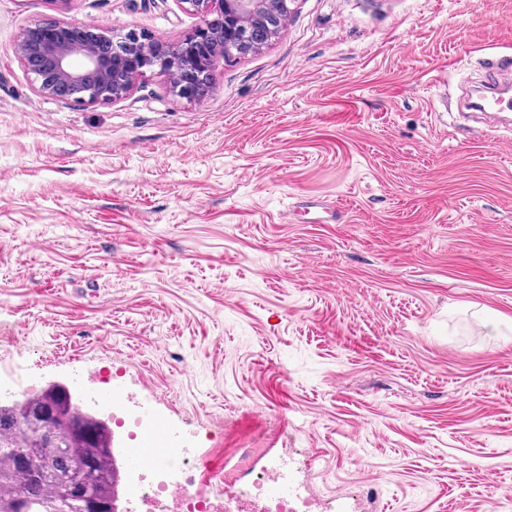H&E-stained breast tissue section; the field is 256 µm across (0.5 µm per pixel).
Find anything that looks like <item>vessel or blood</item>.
I'll return each mask as SVG.
<instances>
[{
	"label": "vessel or blood",
	"mask_w": 512,
	"mask_h": 512,
	"mask_svg": "<svg viewBox=\"0 0 512 512\" xmlns=\"http://www.w3.org/2000/svg\"><path fill=\"white\" fill-rule=\"evenodd\" d=\"M485 62L489 73L480 94L475 97L465 96L461 109L465 112H480L487 120V132L493 133L498 129L502 115L512 112V53L493 50ZM165 441V436L158 429L152 427L145 430L139 447L127 451V463L139 465L153 458Z\"/></svg>",
	"instance_id": "1"
}]
</instances>
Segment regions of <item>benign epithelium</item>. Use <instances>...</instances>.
<instances>
[{"label": "benign epithelium", "instance_id": "obj_1", "mask_svg": "<svg viewBox=\"0 0 512 512\" xmlns=\"http://www.w3.org/2000/svg\"><path fill=\"white\" fill-rule=\"evenodd\" d=\"M201 15L183 42L128 33L114 42L92 26L60 23L25 28L12 52L38 83L39 93L75 102H111L126 96L143 68L159 66L179 96L196 99L211 83L224 45L245 46V33L266 28L276 36L288 17L287 0H175Z\"/></svg>", "mask_w": 512, "mask_h": 512}]
</instances>
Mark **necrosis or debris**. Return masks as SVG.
Returning a JSON list of instances; mask_svg holds the SVG:
<instances>
[{"instance_id":"necrosis-or-debris-1","label":"necrosis or debris","mask_w":512,"mask_h":512,"mask_svg":"<svg viewBox=\"0 0 512 512\" xmlns=\"http://www.w3.org/2000/svg\"><path fill=\"white\" fill-rule=\"evenodd\" d=\"M203 459L194 439L179 437L167 455L126 468L119 494L134 512H323L316 499L280 492L299 470L291 452L261 466L250 488L239 491L231 477L209 491L195 487L190 474Z\"/></svg>"}]
</instances>
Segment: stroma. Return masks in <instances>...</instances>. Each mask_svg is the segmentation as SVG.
I'll list each match as a JSON object with an SVG mask.
<instances>
[{"label": "stroma", "instance_id": "stroma-1", "mask_svg": "<svg viewBox=\"0 0 512 512\" xmlns=\"http://www.w3.org/2000/svg\"><path fill=\"white\" fill-rule=\"evenodd\" d=\"M289 8L204 98L154 66L78 103L37 92L24 28L176 43L198 16L0 0V353L192 423L207 488L300 448L350 512H512V128L457 117L512 0Z\"/></svg>", "mask_w": 512, "mask_h": 512}]
</instances>
